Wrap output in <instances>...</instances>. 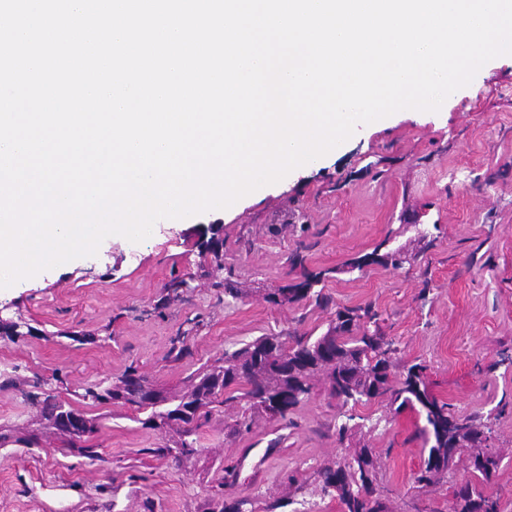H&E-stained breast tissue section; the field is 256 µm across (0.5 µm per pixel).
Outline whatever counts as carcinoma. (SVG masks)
Instances as JSON below:
<instances>
[{
	"mask_svg": "<svg viewBox=\"0 0 512 512\" xmlns=\"http://www.w3.org/2000/svg\"><path fill=\"white\" fill-rule=\"evenodd\" d=\"M405 262L406 254L398 248L356 257L348 266L399 267ZM292 266L300 269L299 280L278 289L270 301L281 305L313 299L316 304H323L325 296L316 289L321 275L309 272L304 257L298 253L292 257ZM396 352L394 342L381 331L378 313L372 307L347 308L336 312V325L321 336H294L288 343L279 336H260L224 352L212 364L191 373L186 378L187 390L180 394L166 392L160 399H153L156 385L131 364L109 385L99 383L86 388L79 404L47 390L29 394L27 399L39 409L47 434L80 456L103 460L92 444L99 431V417L87 412L85 405H129L146 414L140 420L144 427L177 436V440L156 452L181 461L198 453L197 430L216 406L241 404L232 426L235 433L249 428L256 415L284 419L310 394L312 379L322 374L329 394L340 407L339 417L343 418L336 427L339 440L354 430L349 425L354 419L350 411L385 396L395 412L410 410L423 421L419 434L424 439L427 458L416 483L422 488L431 487L452 474L460 456L448 455V448L459 439L465 440L477 452L469 459L472 478L452 485V512H500L499 497L490 491L500 459L483 450L490 428L482 417L458 413L437 399L428 388L423 366L414 364L399 377L391 376ZM377 481L376 460L363 445L344 461L319 470L314 494L338 500L342 512H389L383 499L375 494Z\"/></svg>",
	"mask_w": 512,
	"mask_h": 512,
	"instance_id": "carcinoma-1",
	"label": "carcinoma"
}]
</instances>
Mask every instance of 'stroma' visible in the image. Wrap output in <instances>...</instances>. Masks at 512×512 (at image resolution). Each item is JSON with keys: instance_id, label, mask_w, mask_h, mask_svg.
<instances>
[{"instance_id": "1", "label": "stroma", "mask_w": 512, "mask_h": 512, "mask_svg": "<svg viewBox=\"0 0 512 512\" xmlns=\"http://www.w3.org/2000/svg\"><path fill=\"white\" fill-rule=\"evenodd\" d=\"M433 243L421 247L418 228ZM217 239L219 252L206 250ZM403 248L402 268L347 261ZM325 272L327 302L273 304L293 283L291 259ZM183 288L169 290L172 279ZM242 298L224 293L225 283ZM373 306L397 348L398 365L425 366L433 393L464 414L486 418L500 459L493 478L500 512H512V58L487 62L438 112L398 111L355 131L311 166L263 186L233 208L156 222L143 242L105 239L82 257L0 289V318L31 326L0 335V375L33 383L61 371L52 387L73 397L137 366L170 392L186 377L265 335L319 336L337 311ZM88 334L87 342L72 333ZM188 347L182 359L169 350ZM287 420L255 417L234 433V406L198 431L200 454L179 463L157 455L161 435L127 406L97 407L102 458L68 450L0 447V512H219L246 499L250 512H302L316 469L366 444L379 465L377 491L390 512H451L447 482L422 489L425 454L413 412L386 400L357 407L385 416L378 430L339 439L338 408L323 376ZM41 433L18 387L0 388V427Z\"/></svg>"}]
</instances>
